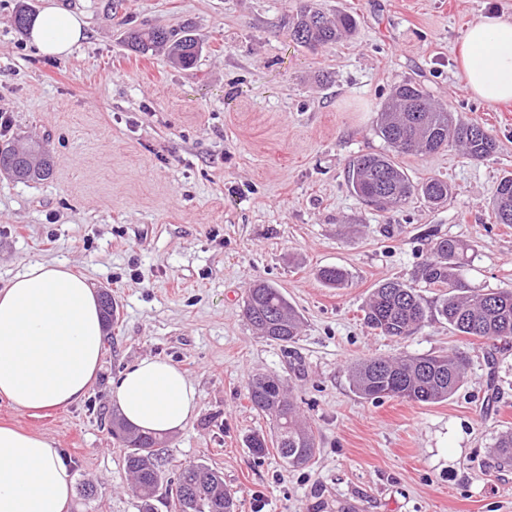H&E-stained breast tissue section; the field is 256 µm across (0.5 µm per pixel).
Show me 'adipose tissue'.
<instances>
[{"label":"adipose tissue","instance_id":"1","mask_svg":"<svg viewBox=\"0 0 512 512\" xmlns=\"http://www.w3.org/2000/svg\"><path fill=\"white\" fill-rule=\"evenodd\" d=\"M84 17L54 0L34 17L30 41L65 56L83 38ZM464 89L488 106L512 101V16L482 14L456 47ZM103 320L93 286L71 267L37 262L0 287V398L38 413L81 403L100 368ZM121 417L170 434L196 414L198 393L173 362L143 358L114 381ZM73 483L55 440L0 426V512H70Z\"/></svg>","mask_w":512,"mask_h":512}]
</instances>
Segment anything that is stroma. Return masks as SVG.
<instances>
[{"mask_svg": "<svg viewBox=\"0 0 512 512\" xmlns=\"http://www.w3.org/2000/svg\"><path fill=\"white\" fill-rule=\"evenodd\" d=\"M0 0V145L37 144L44 180L0 175V287L35 262L62 263L110 292L117 316L85 401L32 416L0 400V424L55 439L69 461L71 512H138L125 450L113 439L112 381L145 357L176 362L198 391L197 414L167 438L166 479L204 463L240 512H512V467L494 453L512 431V341L457 335L426 322L401 340L364 321L373 288L395 278L427 300L418 273L433 242L474 244L460 277L512 288V224L490 201L512 173V102L488 107L463 89L454 46L479 14L512 16V0H316L346 10L355 33L310 51L289 35L298 0H55L83 13L84 40L46 56ZM189 28L193 68L130 51V27ZM411 80L478 122L498 149L473 161L455 146L401 156L412 181L448 182L445 203L410 198L381 213L347 187L349 161L384 153L379 117ZM323 267L349 274L330 288ZM257 280L280 288L303 318L295 342L257 338L243 319ZM462 355L447 400L363 399L349 369L371 357ZM286 383L318 449L290 467L246 439L271 434L247 381Z\"/></svg>", "mask_w": 512, "mask_h": 512, "instance_id": "stroma-1", "label": "stroma"}]
</instances>
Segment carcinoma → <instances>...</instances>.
Segmentation results:
<instances>
[{
    "label": "carcinoma",
    "mask_w": 512,
    "mask_h": 512,
    "mask_svg": "<svg viewBox=\"0 0 512 512\" xmlns=\"http://www.w3.org/2000/svg\"><path fill=\"white\" fill-rule=\"evenodd\" d=\"M32 16L33 10L22 2L12 16V23L23 33ZM355 28L353 15L343 11L328 14L317 7L315 0H302L291 22L290 36L304 47L317 49L336 43ZM124 42L140 54L162 49L181 68L192 67L201 49L191 32L173 33L159 27L129 30ZM379 133L390 153L355 157L347 175L351 192L379 211L398 207L414 193L434 205L448 200L450 195L444 180L429 178L414 183L395 161V155L424 156L455 143L471 159L480 161L497 148L487 129L463 113L449 110L423 85L410 81L394 88L381 113ZM34 153L30 147H4L0 150V173L16 181L49 177L54 164L52 157L46 155L36 162L32 158ZM491 207L496 223L512 224V173L499 180ZM472 251L473 245L458 239L436 241L430 259L421 269V279L426 284L444 289L436 302L429 303L417 289L403 282L387 279L370 295L367 324L384 336L403 339L429 318L436 317L462 336L511 339L512 289L482 291L462 286L459 271L470 262ZM318 277L331 288H341L348 282L347 271L340 267L323 268ZM243 316L254 333L266 341L289 343L300 333L297 309L280 289L265 281H256L248 288ZM467 365V358L458 355L376 357L356 364L350 380L353 390L364 399L397 397L433 404L448 399L456 391ZM247 391L253 408L273 422V437L283 461L291 466L309 462L316 453L315 435L300 418L284 381L276 375H254L248 379ZM112 437L127 448L125 466L134 482L139 512H154V501L163 488L159 464L163 437L136 431L116 416L112 418ZM494 448L500 463L512 466V432L500 435ZM168 491L172 492L177 512H239L237 501L224 488L223 477L205 464L181 468Z\"/></svg>",
    "instance_id": "1"
}]
</instances>
